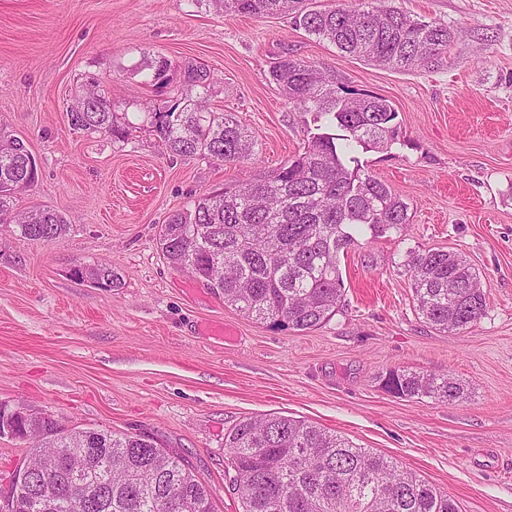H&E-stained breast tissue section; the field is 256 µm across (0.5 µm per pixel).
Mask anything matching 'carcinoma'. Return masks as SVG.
<instances>
[{
  "instance_id": "cac0c4a2",
  "label": "carcinoma",
  "mask_w": 512,
  "mask_h": 512,
  "mask_svg": "<svg viewBox=\"0 0 512 512\" xmlns=\"http://www.w3.org/2000/svg\"><path fill=\"white\" fill-rule=\"evenodd\" d=\"M206 1L240 15L290 12L308 35L396 71L443 66L457 36L452 27L414 17L392 0H339L329 9L306 0H193ZM148 70L144 84H169L167 59H155ZM270 76L288 103L316 113L317 133L277 170H257L171 214L158 245L169 264L248 317L277 329L311 330L336 314L344 294L340 253L355 244V233L367 230L378 238L411 222L409 205L353 156L357 147L388 150L398 143V112L389 100L349 89L293 56L281 58ZM212 83L209 71L186 66L184 87L196 90V98L143 104L146 126L173 157L257 163L256 142L233 114L208 106ZM68 115L74 130L110 134L118 142L129 140L133 129L95 84L83 89ZM29 158L23 140L0 131V224L52 243L69 229L64 216L48 207L15 209L16 195L38 177ZM403 267L416 311L435 329L458 333L486 314V291L458 255L409 249ZM73 276L107 288L117 284L108 264L76 268ZM382 382L405 399L450 404L464 393L447 374L394 368ZM224 447L242 512H460L455 500L395 461L285 415L241 420L225 435ZM29 457L58 494L43 499L42 483L33 480L15 493V512H90V500L95 512H214L208 486L145 435L88 429L65 436L44 423ZM73 465L84 468L77 484L67 481Z\"/></svg>"
}]
</instances>
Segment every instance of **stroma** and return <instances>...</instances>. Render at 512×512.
<instances>
[{
	"label": "stroma",
	"mask_w": 512,
	"mask_h": 512,
	"mask_svg": "<svg viewBox=\"0 0 512 512\" xmlns=\"http://www.w3.org/2000/svg\"><path fill=\"white\" fill-rule=\"evenodd\" d=\"M395 4L461 28L447 65L394 71L344 57L287 14L190 0H0V129L23 139L39 169L16 206L50 207L70 224L52 243L0 225V405L50 414L69 431L151 436L194 468L215 512H241L225 434L266 414L394 459L460 512H512V0ZM288 54L392 102L400 144L355 155L412 213L402 232L363 234L341 255L335 315L302 332L248 318L157 245L171 214L248 168L169 156L146 127L124 144L78 133L67 116L92 82L119 113L169 100L144 84L148 63L166 58L177 81L191 62L214 77L212 109L235 113L270 172L316 128L270 77ZM410 248L465 257L486 315L459 333L423 322L402 267ZM102 263L118 286L72 275ZM393 368L452 375L465 395L394 397L382 386Z\"/></svg>",
	"instance_id": "stroma-1"
}]
</instances>
